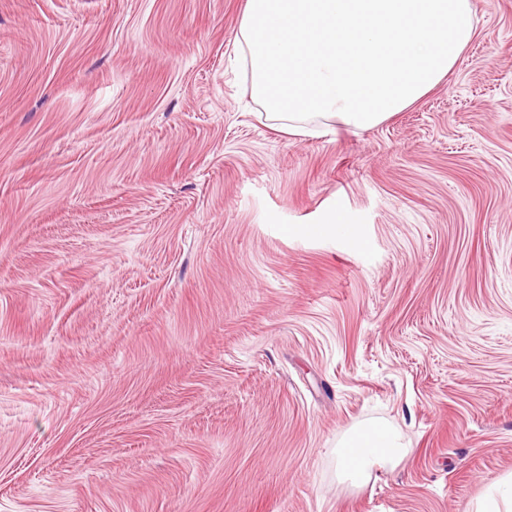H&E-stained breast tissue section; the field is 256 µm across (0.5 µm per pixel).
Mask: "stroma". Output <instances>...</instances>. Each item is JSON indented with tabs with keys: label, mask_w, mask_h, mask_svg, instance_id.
<instances>
[{
	"label": "stroma",
	"mask_w": 512,
	"mask_h": 512,
	"mask_svg": "<svg viewBox=\"0 0 512 512\" xmlns=\"http://www.w3.org/2000/svg\"><path fill=\"white\" fill-rule=\"evenodd\" d=\"M244 2L0 0V512H474L512 472V0L314 136L252 98ZM372 422L406 456L340 483Z\"/></svg>",
	"instance_id": "obj_1"
}]
</instances>
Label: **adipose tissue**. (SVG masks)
<instances>
[{"instance_id":"adipose-tissue-1","label":"adipose tissue","mask_w":512,"mask_h":512,"mask_svg":"<svg viewBox=\"0 0 512 512\" xmlns=\"http://www.w3.org/2000/svg\"><path fill=\"white\" fill-rule=\"evenodd\" d=\"M406 452L402 433L389 424L356 426L336 448L337 473L342 481L360 484L378 468L395 467Z\"/></svg>"}]
</instances>
